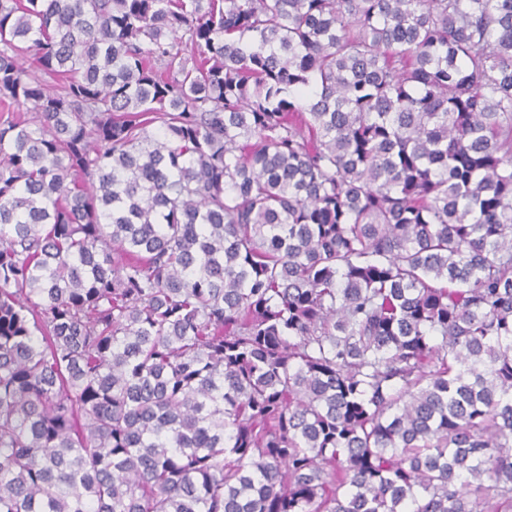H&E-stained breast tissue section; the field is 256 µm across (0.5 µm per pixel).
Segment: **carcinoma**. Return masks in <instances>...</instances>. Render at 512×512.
<instances>
[{
  "mask_svg": "<svg viewBox=\"0 0 512 512\" xmlns=\"http://www.w3.org/2000/svg\"><path fill=\"white\" fill-rule=\"evenodd\" d=\"M0 512H512V0H0Z\"/></svg>",
  "mask_w": 512,
  "mask_h": 512,
  "instance_id": "1",
  "label": "carcinoma"
}]
</instances>
